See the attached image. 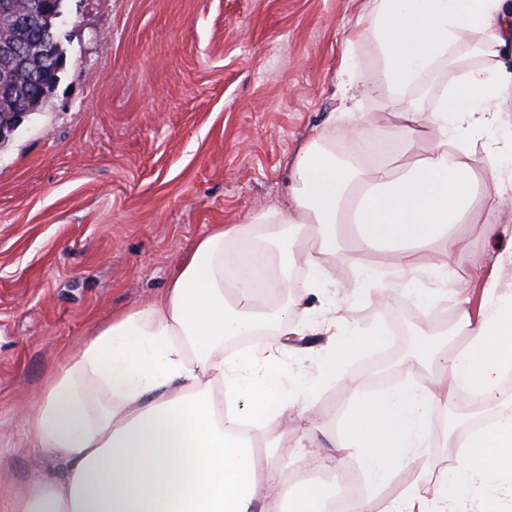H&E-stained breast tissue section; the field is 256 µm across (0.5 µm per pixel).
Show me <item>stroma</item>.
<instances>
[{
    "instance_id": "stroma-1",
    "label": "stroma",
    "mask_w": 512,
    "mask_h": 512,
    "mask_svg": "<svg viewBox=\"0 0 512 512\" xmlns=\"http://www.w3.org/2000/svg\"><path fill=\"white\" fill-rule=\"evenodd\" d=\"M368 0H66L67 62L56 90L0 147V485L55 481L62 463L27 448L18 410L112 314L166 288L170 267L215 224H239L261 206L288 204L287 160L322 130L343 132L341 54ZM388 95L362 97L369 135L402 148L385 123ZM337 314L366 332L396 326L399 350L420 348L425 320L453 329L456 297L418 303L437 286L351 292L358 272L345 246L324 258ZM327 337L289 341L285 362L322 376ZM380 351L322 376L320 393L291 425L268 420L260 441L286 436L279 461L292 482L306 455L342 432L350 387L414 379L395 364L368 373ZM437 417L428 448L403 478L367 485L375 512L408 483L458 455Z\"/></svg>"
}]
</instances>
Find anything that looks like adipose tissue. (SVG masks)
<instances>
[{"label": "adipose tissue", "mask_w": 512, "mask_h": 512, "mask_svg": "<svg viewBox=\"0 0 512 512\" xmlns=\"http://www.w3.org/2000/svg\"><path fill=\"white\" fill-rule=\"evenodd\" d=\"M467 35L477 62L455 66L431 112L396 113L405 148L423 140V154L365 167L349 151L305 140L290 162L287 207L213 225L152 304L93 330L22 413L33 447L63 463V479L0 495V512H327L333 487L313 472L335 468V457L313 454L283 494L277 463L287 441L270 442L262 468L240 433L243 422L308 409L319 380L288 369L273 346L228 361L224 345L266 327L308 335L312 314L332 308L321 258L335 252L344 227L353 232L355 290L380 293L421 272L444 280L468 266L471 242L459 225L512 240V225L492 220L512 204L511 119L502 107L512 100V0H370L346 44L372 40L382 65L345 81L344 110L355 117L345 134L355 143L365 136L359 91L400 95L453 63ZM386 250L397 260L385 276L363 267L365 253ZM256 261L275 267L279 285L300 264L310 275L301 293L270 309L248 271ZM506 264L512 249L472 271L481 303L458 296L461 341L448 351L423 346L414 357L423 377L350 401L338 446L376 483L428 447L432 420L449 405L475 392L493 401L481 429L459 434L456 464L407 485L382 512H512V395L499 389L512 371V292L499 276ZM302 304L309 317L295 319Z\"/></svg>", "instance_id": "ef3b65f1"}]
</instances>
